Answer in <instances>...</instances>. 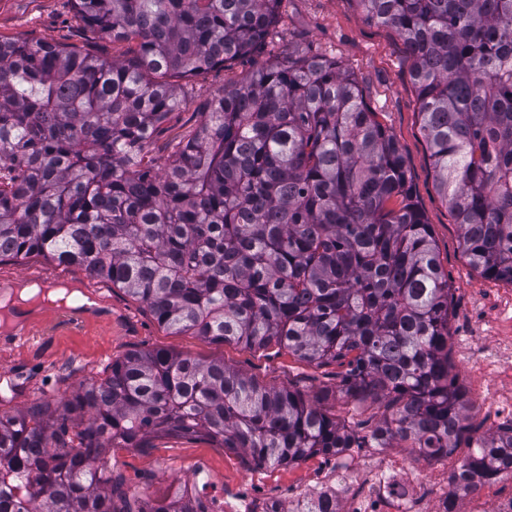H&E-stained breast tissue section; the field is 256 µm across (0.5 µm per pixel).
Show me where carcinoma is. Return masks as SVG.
Listing matches in <instances>:
<instances>
[{
    "instance_id": "carcinoma-1",
    "label": "carcinoma",
    "mask_w": 512,
    "mask_h": 512,
    "mask_svg": "<svg viewBox=\"0 0 512 512\" xmlns=\"http://www.w3.org/2000/svg\"><path fill=\"white\" fill-rule=\"evenodd\" d=\"M282 0H73L128 44L109 60L0 39V260L79 265L174 333L347 366L336 391L385 403L364 436L291 388L222 361L132 351L53 407L0 416V512H147L114 448L201 435L285 467L405 443L441 458L445 512L512 469V422L461 436L448 275L405 161L356 81L321 55L274 59L218 91L196 131L152 138L189 80L266 44ZM411 60L439 192L470 266L512 284V0H357Z\"/></svg>"
}]
</instances>
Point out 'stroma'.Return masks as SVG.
I'll use <instances>...</instances> for the list:
<instances>
[{"label": "stroma", "mask_w": 512, "mask_h": 512, "mask_svg": "<svg viewBox=\"0 0 512 512\" xmlns=\"http://www.w3.org/2000/svg\"><path fill=\"white\" fill-rule=\"evenodd\" d=\"M0 36L24 37L75 45L107 58H122L127 45L99 38L75 17L71 0H0ZM299 51L336 59L354 76L365 102L397 141L415 196L429 224L439 261L448 276L450 322L448 355L468 400L467 425L481 433L512 421V352L498 355L512 336V284L485 279L468 263L455 218L439 196L421 130L417 94L410 77L411 61L400 37L368 21L355 0H283L280 22L262 52L238 60L231 68L213 69L191 82L186 106L172 112L153 140V154L165 157L172 139L194 131L203 103L261 63ZM23 279L31 284L89 286L112 307L111 320H70L66 307L46 299L23 301L37 316L31 336L0 343V385L11 388L0 398V415L14 414L40 401L70 397L80 382L107 377L114 361L132 350L167 349L226 365L267 386L289 387L306 398L335 388L342 366H316L300 361L287 349L241 344H215L189 333L161 327L138 301L111 282L90 278L78 266H64L40 256L0 262V283ZM325 412L358 434L376 425L385 408L339 396L323 403ZM393 455L421 471L423 512H437L448 485L441 461L424 459L399 444ZM203 463L214 485L235 487L256 483L258 500H278L283 512L291 493L319 484L330 462L312 456L289 467L259 468L241 451L219 447L206 437L157 436L145 448L112 451L113 474L128 493L162 494L190 478L191 467Z\"/></svg>", "instance_id": "35a3bbf8"}]
</instances>
